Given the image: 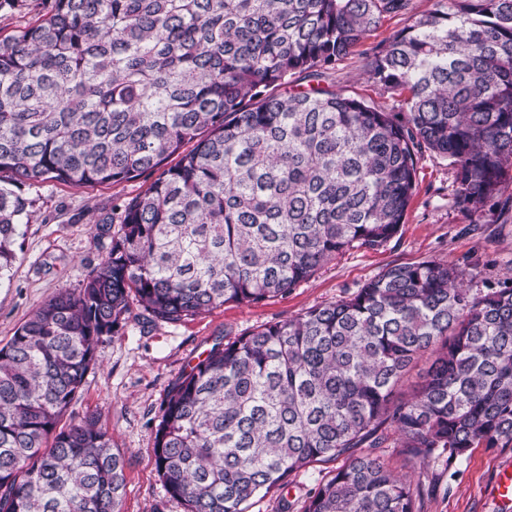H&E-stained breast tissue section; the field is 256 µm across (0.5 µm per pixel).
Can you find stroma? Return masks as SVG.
Masks as SVG:
<instances>
[{
	"label": "stroma",
	"mask_w": 512,
	"mask_h": 512,
	"mask_svg": "<svg viewBox=\"0 0 512 512\" xmlns=\"http://www.w3.org/2000/svg\"><path fill=\"white\" fill-rule=\"evenodd\" d=\"M362 67L356 56L339 65L337 88L395 111L396 100L368 82ZM154 179L150 173L85 188L55 181L16 185V193L31 202L32 215L23 227L10 276L0 281V341H7L54 294L81 287L109 247L108 239L97 235V216L113 203L136 196ZM453 179L446 159L424 153L417 191L399 233L380 248L346 251L284 295L251 305L229 302L174 324H141L137 317L143 308L132 304V316L119 334L99 344V362L89 370L69 410L75 420L99 414L115 448L124 454L122 512H184L155 470V430L171 383L195 365L215 339L230 341L268 322L292 319L311 307L348 297L395 264L433 260L460 267L468 288L477 293L501 288L512 278V213L494 224L470 223L448 196ZM387 458L392 469L408 473L420 486L421 512H512V497L492 494L499 469L512 465V448H474L453 465L441 460L414 465L394 450ZM331 469V464L318 463L296 473L282 495L255 499L249 512H278L282 496L291 502L290 512H302L307 493Z\"/></svg>",
	"instance_id": "1"
}]
</instances>
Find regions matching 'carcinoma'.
<instances>
[{"instance_id":"cac0c4a2","label":"carcinoma","mask_w":512,"mask_h":512,"mask_svg":"<svg viewBox=\"0 0 512 512\" xmlns=\"http://www.w3.org/2000/svg\"><path fill=\"white\" fill-rule=\"evenodd\" d=\"M361 51L406 120L328 84ZM190 151H183L188 143ZM472 224L512 210V0H52L0 34V278L28 202L162 170L97 220L106 258L0 345V512H122L126 459L99 418L63 423L135 296L177 323L287 293L396 236L423 151ZM178 162L162 169L165 161ZM119 225L112 232V225ZM435 261L227 343L172 384L155 468L184 512H248L316 463L303 512H419L391 469L512 447V285ZM423 381L402 387L421 360Z\"/></svg>"}]
</instances>
